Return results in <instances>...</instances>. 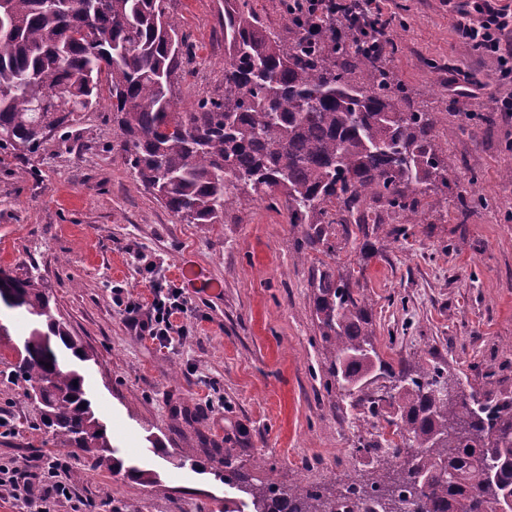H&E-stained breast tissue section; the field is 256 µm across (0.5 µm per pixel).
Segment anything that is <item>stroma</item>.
I'll return each mask as SVG.
<instances>
[{
    "label": "stroma",
    "instance_id": "stroma-1",
    "mask_svg": "<svg viewBox=\"0 0 512 512\" xmlns=\"http://www.w3.org/2000/svg\"><path fill=\"white\" fill-rule=\"evenodd\" d=\"M401 18L389 36V66L411 110L449 126L448 186L427 191L422 221L397 235L373 226L337 228L332 256L300 251L286 208L258 196L235 197L221 224H182L112 154L108 98L84 113L64 138H48L26 157L0 152V267H36L58 320L83 343L77 370L116 457L151 470L140 484L120 474L87 473L72 498L28 505L0 491V512H224L234 489L207 470L214 453L264 465L255 476L283 485L317 483L336 491L379 467L360 439L385 427L331 387L329 355L313 309L311 279L322 261L359 284L372 306L381 359L440 364L463 389L480 388L488 369L512 386V113L496 109L512 87L497 80L494 58L465 50L454 25L473 0H386ZM224 0H169V14L194 46L176 94L177 109L224 92ZM435 68H428V61ZM474 75L469 91L449 78ZM26 176H19V169ZM175 285L208 280L193 295L189 332L176 351L132 336L112 302L115 287L148 297L141 258ZM0 463L60 460L82 465L75 448H57L23 381L9 375L31 327L23 310L0 305ZM213 404V412L199 408ZM160 440L154 449L152 440Z\"/></svg>",
    "mask_w": 512,
    "mask_h": 512
}]
</instances>
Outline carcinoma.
Segmentation results:
<instances>
[{
    "instance_id": "cac0c4a2",
    "label": "carcinoma",
    "mask_w": 512,
    "mask_h": 512,
    "mask_svg": "<svg viewBox=\"0 0 512 512\" xmlns=\"http://www.w3.org/2000/svg\"><path fill=\"white\" fill-rule=\"evenodd\" d=\"M0 0L13 41L0 48V150L37 153L60 130L112 99L111 150L145 190L182 224H222L234 191L251 190L274 207L288 203L299 248L329 253L331 225L357 224L368 234L363 205L383 202L405 224L419 220L420 196L445 182L448 154L434 143L432 113L405 111L407 89L368 40L356 41L331 19L294 16L283 42L264 26L253 0H224V97L203 98L192 112L173 111V88L192 46L179 34L169 0ZM44 111H34L38 98ZM320 336L336 389L374 416L390 406L404 427L392 462L362 486L358 512H487L512 491V390L488 370L485 387L465 394L436 365L380 359L371 305L338 268L311 282ZM9 290L37 326L24 339L12 376L27 384L39 422L61 448H78L88 471L153 473L114 457L107 426L96 416L83 379L48 346L59 339L84 360L80 339L53 314L41 278L0 267ZM50 367H45V364ZM391 379L383 394L353 392L376 374ZM213 475L249 495L252 512H338L347 507L317 485L256 482L224 460Z\"/></svg>"
}]
</instances>
